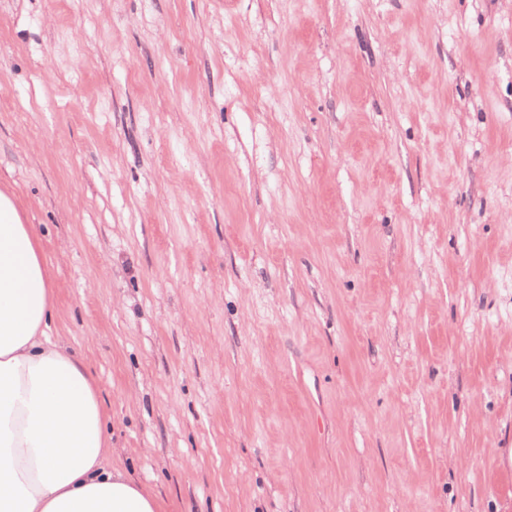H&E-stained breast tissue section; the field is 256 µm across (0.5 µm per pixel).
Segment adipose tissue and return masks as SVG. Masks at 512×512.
<instances>
[{"label": "adipose tissue", "instance_id": "1", "mask_svg": "<svg viewBox=\"0 0 512 512\" xmlns=\"http://www.w3.org/2000/svg\"><path fill=\"white\" fill-rule=\"evenodd\" d=\"M54 309L41 237L0 190V512H158L108 460L98 386L51 336Z\"/></svg>", "mask_w": 512, "mask_h": 512}]
</instances>
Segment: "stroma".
I'll use <instances>...</instances> for the list:
<instances>
[{"instance_id": "35a3bbf8", "label": "stroma", "mask_w": 512, "mask_h": 512, "mask_svg": "<svg viewBox=\"0 0 512 512\" xmlns=\"http://www.w3.org/2000/svg\"><path fill=\"white\" fill-rule=\"evenodd\" d=\"M159 512H512V0H0V189Z\"/></svg>"}]
</instances>
